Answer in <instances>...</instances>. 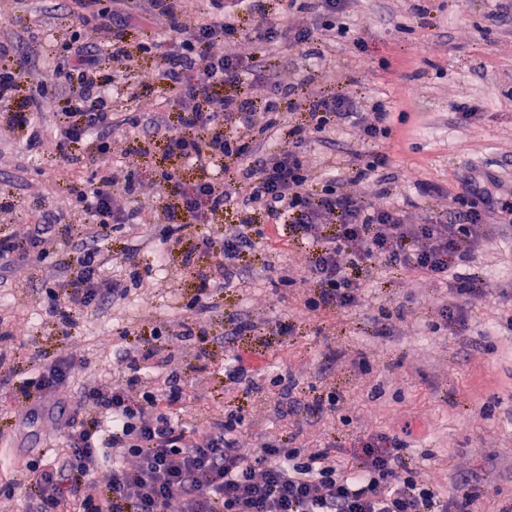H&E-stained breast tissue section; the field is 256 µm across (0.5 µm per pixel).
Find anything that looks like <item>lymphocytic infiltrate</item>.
I'll return each mask as SVG.
<instances>
[{
	"label": "lymphocytic infiltrate",
	"instance_id": "1",
	"mask_svg": "<svg viewBox=\"0 0 512 512\" xmlns=\"http://www.w3.org/2000/svg\"><path fill=\"white\" fill-rule=\"evenodd\" d=\"M148 3L168 17L166 37L151 35L130 47L119 11L99 9L89 19L104 32V41L92 46L76 33L57 40L55 71L62 74L63 84L35 82L34 93L11 115L12 128L20 131L29 150L50 145L64 157L89 139L91 159L98 165L93 181L68 187L64 196L69 210L89 214L91 223L77 228L51 212L27 237L0 238L1 273L16 263L46 258L47 236L58 235L73 247L75 263L63 264L57 286L46 291L49 314L66 325L106 297L124 294L106 276L103 254L93 245L112 225L133 221L131 212L114 205L113 181L101 166L109 152L104 136L112 131L106 93L112 77L106 66L123 63L132 84L144 54L167 59L169 66L159 79L181 107L178 128H171L162 115L153 121L169 152L202 170L224 157L238 168L230 182L205 178L189 187L179 184L174 173L161 172L155 184L168 192L161 213L169 235L183 224L209 223L228 203L260 207L275 224L293 222L316 240L318 259L311 273L322 287L306 301L310 311L358 306L361 285L347 276V267L383 262L439 278L465 257L468 239L477 237L486 223L483 211L465 207L458 197L454 223L408 224L400 208H376L359 194L336 189L300 154L312 135L343 125L359 126L364 140L377 145L391 134V114L384 105L365 112L353 100L314 94L290 102L289 111L307 108L310 124L286 125L288 150L268 161H251L249 146L235 138V131L251 129L259 114L276 116L281 108L273 100L259 109L250 100L212 92L247 70L235 50L234 7L210 0L209 18L191 25L184 20V0ZM219 44L224 47L220 53L215 50ZM49 95L58 110L47 125L39 114ZM328 218L338 224L336 235L317 237L318 224ZM201 244L213 263L196 267L195 275L207 285L253 241L244 230L230 227L221 238L208 236ZM78 360L71 351L36 368L19 383L21 398L39 405L70 400V377ZM184 401L183 389L176 386L161 395L147 391L133 398L122 389L108 391L84 382L72 413L57 424L61 448L25 468L28 512H473L472 494L440 499L398 449L366 446L363 459L345 467L328 453L308 454L280 439L243 448L237 441L240 418L218 415L207 427H189L171 415L173 405ZM106 463L111 474L103 480L99 471Z\"/></svg>",
	"mask_w": 512,
	"mask_h": 512
}]
</instances>
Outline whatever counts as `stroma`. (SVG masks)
Segmentation results:
<instances>
[{
    "label": "stroma",
    "instance_id": "stroma-1",
    "mask_svg": "<svg viewBox=\"0 0 512 512\" xmlns=\"http://www.w3.org/2000/svg\"><path fill=\"white\" fill-rule=\"evenodd\" d=\"M501 0H348L336 14L290 7L289 0H245L239 14L236 51L254 61L262 50L251 31L260 16L289 13L302 27L335 23V41H312L303 52L274 50L261 74L216 87L224 96L263 105L301 96L303 74L329 68L332 80L314 91L364 104L381 101L397 121L383 175L389 195L377 196L371 182H352V154L365 150L361 132L342 126L304 145L311 166L328 177L350 180L351 191L376 206H398L412 224L448 217L451 200L464 194L476 201L492 224L491 235L459 263L462 274L479 276V295H458L450 281L377 264L350 268L364 287L360 306L348 311L302 312L321 285L308 279L315 260L311 240L288 227L252 215L262 235L237 262L229 284L203 288L184 265L200 254L203 237L238 224L237 207L207 224L188 225L176 242H164L152 190L138 202L115 195L116 206L139 208L142 233L127 238L108 231L98 242L112 280L136 272L140 283L121 299L103 301L62 333L45 311V290L58 278L65 259L55 249L42 262L16 267L0 283V328L23 343L0 340V446L22 461L50 451L55 413L18 397V381L67 349L83 359L73 387L86 379L106 388L126 384L129 371L113 349L119 336L148 339L163 330L167 371L176 373L190 398L176 418L193 421L209 407L241 416V447L256 448L268 438L302 448L335 447L338 461L353 459L354 448L385 437L401 446L421 480L442 495L468 488L476 512H512V217L500 204L512 200V14ZM41 22L0 17V42L31 82L17 88L21 102L32 82L48 78L45 67L56 34L76 29L70 0H39ZM159 60L144 58L140 87L131 94L121 83L108 88L117 127L110 141L111 171L117 182L134 177L150 185L163 169L194 182L198 167L168 154L162 137L142 119L146 100L164 96ZM94 165H68L51 151L28 152L0 111V192L12 196L13 213L0 217V238L25 236L33 214L54 209L58 191L90 180ZM460 307L462 319L448 322L443 305ZM248 358L250 384L224 375L235 355ZM335 408H328V397Z\"/></svg>",
    "mask_w": 512,
    "mask_h": 512
}]
</instances>
